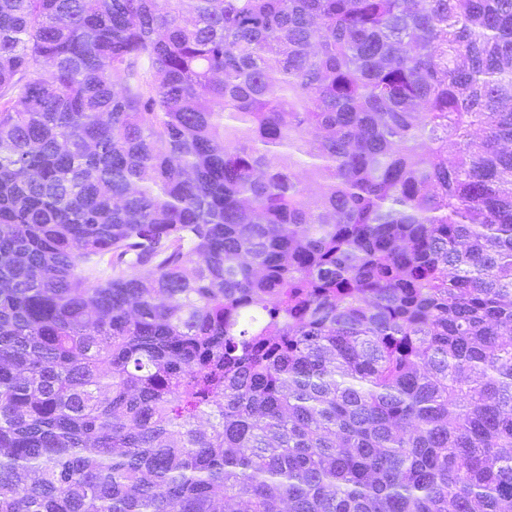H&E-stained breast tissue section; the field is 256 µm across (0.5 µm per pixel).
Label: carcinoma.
Returning a JSON list of instances; mask_svg holds the SVG:
<instances>
[{
    "label": "carcinoma",
    "instance_id": "1",
    "mask_svg": "<svg viewBox=\"0 0 512 512\" xmlns=\"http://www.w3.org/2000/svg\"><path fill=\"white\" fill-rule=\"evenodd\" d=\"M0 512H512V0H0Z\"/></svg>",
    "mask_w": 512,
    "mask_h": 512
}]
</instances>
